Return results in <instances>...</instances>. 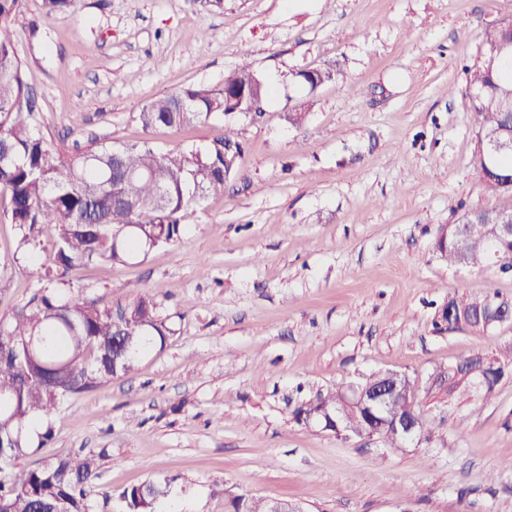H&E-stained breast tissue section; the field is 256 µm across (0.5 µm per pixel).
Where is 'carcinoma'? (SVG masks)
<instances>
[{
    "mask_svg": "<svg viewBox=\"0 0 512 512\" xmlns=\"http://www.w3.org/2000/svg\"><path fill=\"white\" fill-rule=\"evenodd\" d=\"M25 0H0V188L10 194V221L19 234V247L28 246L36 226L55 227L56 259L72 270L92 259L127 263L147 255L150 245L173 243L180 234V213L197 198L224 189V175L236 172L242 146L235 120L246 109L239 101H224V91L246 87L264 99L268 86L244 62L224 73L216 86L197 85L148 101L136 113L145 129H179L208 120L216 110L227 111L211 146L198 150L162 151L144 145L99 143L67 159L52 152L32 125L33 105L12 24ZM509 22L484 29L481 56L466 68L467 89L477 127L474 166L490 196H499L512 176V154L488 166L481 144L485 136L509 128L512 100L504 88L512 86V58L487 64L496 45L508 35ZM496 206H476L448 225V237H438L435 249L448 265H458L466 249L467 266L512 272V242L493 243L490 252L464 247L456 225L482 235L483 213ZM481 297L448 296V305L468 314L478 312ZM120 323L112 311L81 294L49 293L28 310L0 322V435L14 439L0 457V469L27 454V426L34 419L50 422L61 402L86 393L101 382L133 373L139 356L126 355L118 344L131 338L145 352L164 343L169 329L155 314V304L140 297L121 307ZM497 364L493 389L512 368V347L492 353ZM409 398L396 410L420 413L419 387L406 379ZM341 390L309 401L296 410L300 421L322 408L340 407ZM351 431L369 432V415L356 407L344 412ZM93 455H72L7 471L0 477V512H88L87 486L97 477ZM171 480H149L121 493L126 512H155L156 502L169 494ZM242 512H270L266 500L240 498L233 505Z\"/></svg>",
    "mask_w": 512,
    "mask_h": 512,
    "instance_id": "1",
    "label": "carcinoma"
}]
</instances>
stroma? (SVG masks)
Here are the masks:
<instances>
[{"mask_svg": "<svg viewBox=\"0 0 512 512\" xmlns=\"http://www.w3.org/2000/svg\"><path fill=\"white\" fill-rule=\"evenodd\" d=\"M512 0H75L13 25L33 125L64 156L91 143L210 147L222 114L182 130L136 121L152 98L216 85L242 61L271 85L240 117L237 172L181 213L173 244L64 281L53 226L18 247L0 189V320L64 285L103 308L148 296L171 333L136 372L65 400L18 467L84 451L89 512L172 478L157 512H230L239 496L306 512H512V373L488 398L429 385L438 368L512 345L439 323L449 295L512 298V275L434 250L454 208L493 204L474 167L464 68ZM337 72L316 90L299 71ZM303 106V124L289 123ZM393 371L417 379L427 439L395 448L297 421L302 403Z\"/></svg>", "mask_w": 512, "mask_h": 512, "instance_id": "1", "label": "stroma"}]
</instances>
